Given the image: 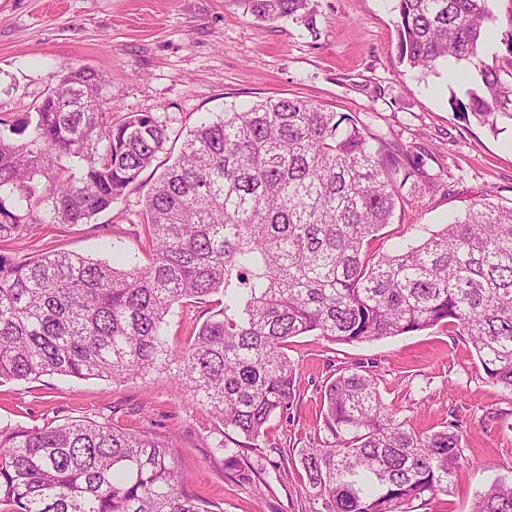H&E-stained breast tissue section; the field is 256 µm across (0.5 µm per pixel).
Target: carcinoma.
I'll return each mask as SVG.
<instances>
[{
    "instance_id": "obj_1",
    "label": "carcinoma",
    "mask_w": 512,
    "mask_h": 512,
    "mask_svg": "<svg viewBox=\"0 0 512 512\" xmlns=\"http://www.w3.org/2000/svg\"><path fill=\"white\" fill-rule=\"evenodd\" d=\"M314 29L311 0H233ZM399 63L463 68L457 116L512 124V0H392ZM95 71L69 67L23 118L0 116V244L42 224H84L137 182L167 127L112 121ZM405 154L349 114L266 98L189 130L144 201L148 263L70 252L0 253V384L58 375L126 382L167 372L237 439L227 477L250 482L268 424L301 377L289 340L381 341L451 327L492 382L512 390V206L480 201L418 244L371 249L404 203ZM218 299L211 300V297ZM214 302L187 346L175 306ZM322 443L299 451L314 512H422L464 456L458 426L418 431L369 373L325 386ZM0 512H220L187 486L151 434L86 419L0 425ZM472 512H512V482Z\"/></svg>"
}]
</instances>
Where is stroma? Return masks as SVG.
Listing matches in <instances>:
<instances>
[{
	"label": "stroma",
	"mask_w": 512,
	"mask_h": 512,
	"mask_svg": "<svg viewBox=\"0 0 512 512\" xmlns=\"http://www.w3.org/2000/svg\"><path fill=\"white\" fill-rule=\"evenodd\" d=\"M313 26L262 22L229 0H0V114L32 111L64 67L102 74L113 118L137 113L166 125L165 153L112 206L85 224H46L10 246L23 260L48 249L111 260L113 240L141 251L146 195L189 129L225 108L299 97L358 116L421 161L388 237H415L488 199L512 206V127L456 118L447 73L398 62L390 0H315ZM301 376L287 416L274 417L251 458L253 484L227 478L216 452L230 433L165 373L121 384L46 375L0 385V420L27 427L88 417L168 442L190 489L224 512H312L298 452L325 438V385L368 367L384 402L417 430L463 425L464 458L426 512H470L476 491L512 480V391L489 380L462 337L437 326L373 343L299 336L288 345Z\"/></svg>",
	"instance_id": "obj_1"
}]
</instances>
